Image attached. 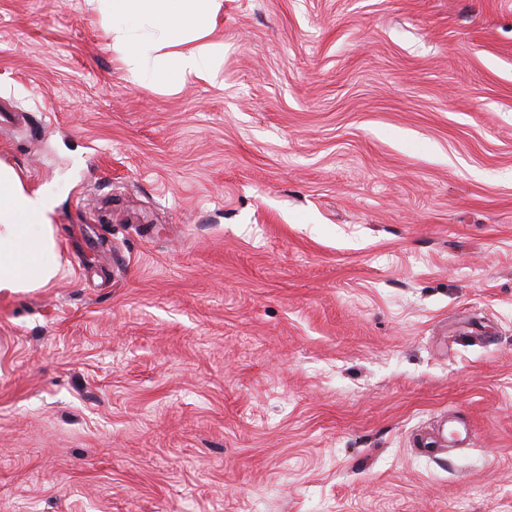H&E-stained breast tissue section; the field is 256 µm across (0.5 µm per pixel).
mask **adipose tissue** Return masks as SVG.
I'll list each match as a JSON object with an SVG mask.
<instances>
[{
	"instance_id": "adipose-tissue-1",
	"label": "adipose tissue",
	"mask_w": 512,
	"mask_h": 512,
	"mask_svg": "<svg viewBox=\"0 0 512 512\" xmlns=\"http://www.w3.org/2000/svg\"><path fill=\"white\" fill-rule=\"evenodd\" d=\"M87 10L111 18L112 47L139 81L176 86L188 79L218 85L206 52L220 0H84ZM152 34L137 37L134 24ZM54 197L29 190L0 164V292L41 288L59 271L58 241L51 222Z\"/></svg>"
}]
</instances>
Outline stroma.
Instances as JSON below:
<instances>
[{"instance_id": "35a3bbf8", "label": "stroma", "mask_w": 512, "mask_h": 512, "mask_svg": "<svg viewBox=\"0 0 512 512\" xmlns=\"http://www.w3.org/2000/svg\"><path fill=\"white\" fill-rule=\"evenodd\" d=\"M222 85L0 0V512H512V0H222ZM457 415L464 446L422 439ZM53 211L51 192L29 190L0 164V292L41 288L59 274Z\"/></svg>"}]
</instances>
